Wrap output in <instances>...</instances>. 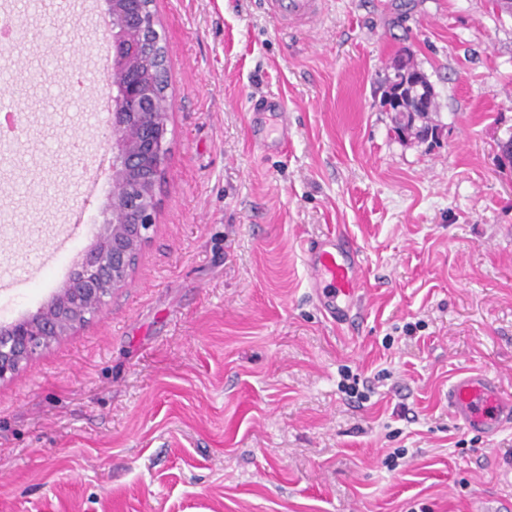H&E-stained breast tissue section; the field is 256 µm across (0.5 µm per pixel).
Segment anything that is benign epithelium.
<instances>
[{"label": "benign epithelium", "mask_w": 512, "mask_h": 512, "mask_svg": "<svg viewBox=\"0 0 512 512\" xmlns=\"http://www.w3.org/2000/svg\"><path fill=\"white\" fill-rule=\"evenodd\" d=\"M112 18V180L127 185L112 193L111 219L78 260L68 281L35 314L0 326V382L53 340L76 329L112 291L127 285L140 249L155 226L157 183L169 155L167 123L156 117L154 69L142 71L141 8L106 0Z\"/></svg>", "instance_id": "7a95c632"}]
</instances>
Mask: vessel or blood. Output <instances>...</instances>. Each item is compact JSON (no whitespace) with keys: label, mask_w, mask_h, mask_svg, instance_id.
Here are the masks:
<instances>
[{"label":"vessel or blood","mask_w":512,"mask_h":512,"mask_svg":"<svg viewBox=\"0 0 512 512\" xmlns=\"http://www.w3.org/2000/svg\"><path fill=\"white\" fill-rule=\"evenodd\" d=\"M320 0H264L273 21L282 27L310 26L319 15ZM312 286L328 314L348 322L361 286L359 249L340 235H327L310 252ZM448 406L465 427L487 437L512 424V397L483 372L459 377L448 389Z\"/></svg>","instance_id":"vessel-or-blood-1"}]
</instances>
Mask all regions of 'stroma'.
<instances>
[{
    "mask_svg": "<svg viewBox=\"0 0 512 512\" xmlns=\"http://www.w3.org/2000/svg\"><path fill=\"white\" fill-rule=\"evenodd\" d=\"M9 2L24 39L0 47V96L22 133L0 150V325L62 288L112 190L105 0ZM155 11L156 224L127 286L0 383V512H512V426L487 438L448 410L468 371L512 395V16L322 0L282 29L263 0ZM406 51L436 92L434 141L399 138L380 106ZM272 98L289 137L266 154L252 113ZM336 233L363 266L345 325L305 254Z\"/></svg>",
    "mask_w": 512,
    "mask_h": 512,
    "instance_id": "35a3bbf8",
    "label": "stroma"
}]
</instances>
